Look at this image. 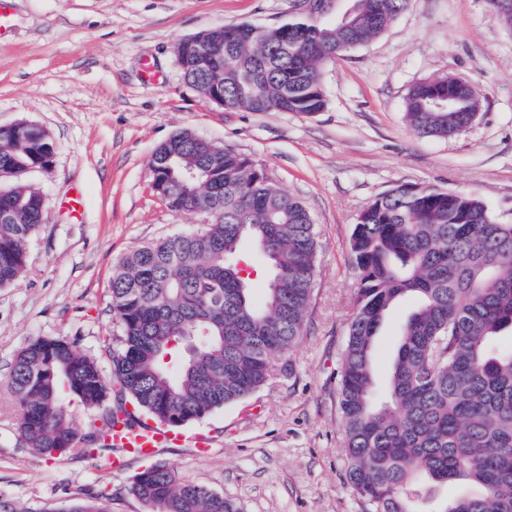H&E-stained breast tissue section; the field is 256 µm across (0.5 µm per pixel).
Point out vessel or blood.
I'll return each instance as SVG.
<instances>
[{"label": "vessel or blood", "mask_w": 512, "mask_h": 512, "mask_svg": "<svg viewBox=\"0 0 512 512\" xmlns=\"http://www.w3.org/2000/svg\"><path fill=\"white\" fill-rule=\"evenodd\" d=\"M108 442L112 447V470L116 473L124 471L130 459L150 458L159 449L172 445L186 444L201 454L210 449V440L203 434L183 435L164 426L141 422L132 425L116 423Z\"/></svg>", "instance_id": "b4317fda"}]
</instances>
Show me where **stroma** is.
I'll return each mask as SVG.
<instances>
[{"mask_svg": "<svg viewBox=\"0 0 512 512\" xmlns=\"http://www.w3.org/2000/svg\"><path fill=\"white\" fill-rule=\"evenodd\" d=\"M293 0H13L0 38V128L48 130V168L22 173L46 204L23 276L0 289V498L25 512L100 497L107 512H149L131 491L141 461L112 471L111 451L45 458L29 448L6 387L16 355L61 337L112 373L120 328L112 275L120 258L154 238L188 232L201 216L172 211L151 188L155 148L175 131L248 157L307 206L318 238L317 274L303 334L273 377L243 401L184 425L205 431L209 455L164 448L155 461L243 512H365L342 456L340 356L356 297L349 240L361 209L396 185L478 195L512 224V31L484 0H411L370 43L326 63L323 111L246 112L207 101L185 83L178 42L220 26L287 21ZM453 76L484 96L476 120L448 138L414 133L405 97L416 82ZM79 194L80 216L64 204ZM402 300L377 338L385 381Z\"/></svg>", "mask_w": 512, "mask_h": 512, "instance_id": "35a3bbf8", "label": "stroma"}]
</instances>
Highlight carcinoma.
<instances>
[{
	"label": "carcinoma",
	"mask_w": 512,
	"mask_h": 512,
	"mask_svg": "<svg viewBox=\"0 0 512 512\" xmlns=\"http://www.w3.org/2000/svg\"><path fill=\"white\" fill-rule=\"evenodd\" d=\"M410 0H294L287 22L216 27L207 39L218 64L181 44L185 82L205 98L224 94L230 109L313 114L326 106L321 66L383 33ZM453 93L451 109L432 104ZM481 92L448 76L415 84L405 99L410 128L426 137L465 131ZM55 143L44 128L0 129V179L45 168ZM154 191L176 212L208 210L196 230L147 242L122 257L112 276V313L120 326L112 378L62 338L39 337L16 356L6 385L18 429L45 455L109 450L104 435L129 402L183 426L235 404L266 384L276 361L298 343L316 276L317 234L297 197L283 192L249 158L183 129L154 152ZM196 179L185 180L188 171ZM40 191L0 188V288L26 268L43 223ZM249 242L271 275L262 295L236 258ZM357 294L340 364L342 452L347 482L367 512H512V224L493 219L470 193L399 184L366 204L350 238ZM412 296L377 398L374 354L391 309ZM99 413L79 436L73 402ZM478 487L438 506L435 486ZM131 492L154 512H239L204 486L165 466L138 473ZM56 512H105L94 499Z\"/></svg>",
	"instance_id": "cac0c4a2"
}]
</instances>
